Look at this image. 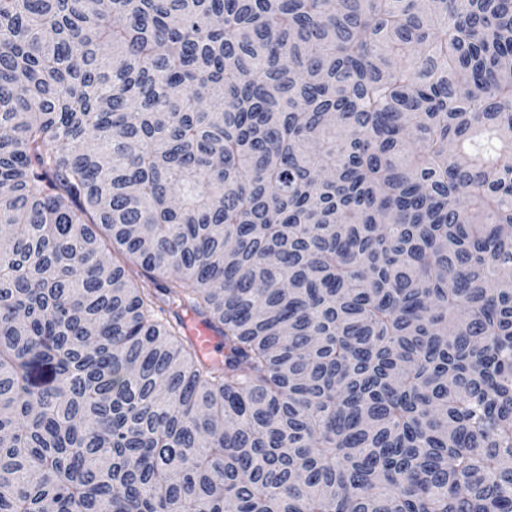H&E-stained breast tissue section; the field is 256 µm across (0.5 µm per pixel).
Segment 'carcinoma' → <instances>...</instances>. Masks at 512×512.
I'll return each instance as SVG.
<instances>
[{
    "mask_svg": "<svg viewBox=\"0 0 512 512\" xmlns=\"http://www.w3.org/2000/svg\"><path fill=\"white\" fill-rule=\"evenodd\" d=\"M0 185V512H512V0H0ZM186 335L198 357L206 363H221L224 358L222 337L203 319L190 316L185 322Z\"/></svg>",
    "mask_w": 512,
    "mask_h": 512,
    "instance_id": "obj_1",
    "label": "carcinoma"
}]
</instances>
